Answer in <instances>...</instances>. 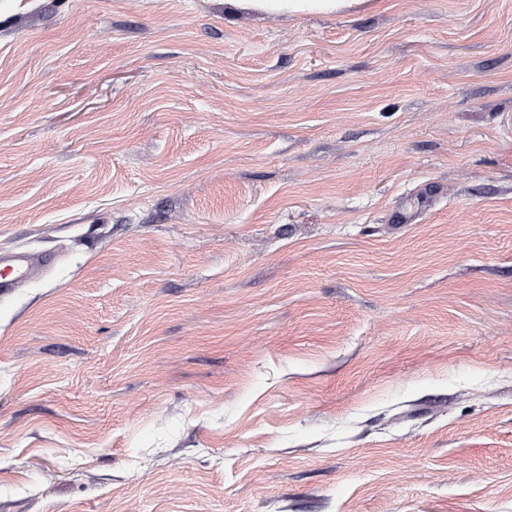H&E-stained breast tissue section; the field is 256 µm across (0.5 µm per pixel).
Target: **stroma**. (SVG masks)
I'll use <instances>...</instances> for the list:
<instances>
[{
  "mask_svg": "<svg viewBox=\"0 0 512 512\" xmlns=\"http://www.w3.org/2000/svg\"><path fill=\"white\" fill-rule=\"evenodd\" d=\"M17 250L0 512H512V0H0ZM239 8L288 13H328L365 2L364 0H232ZM56 263L52 253L14 252L0 256V295L11 294L21 283L39 279Z\"/></svg>",
  "mask_w": 512,
  "mask_h": 512,
  "instance_id": "obj_1",
  "label": "stroma"
}]
</instances>
